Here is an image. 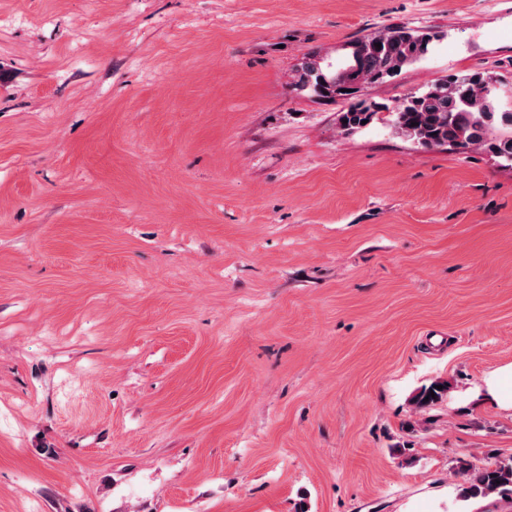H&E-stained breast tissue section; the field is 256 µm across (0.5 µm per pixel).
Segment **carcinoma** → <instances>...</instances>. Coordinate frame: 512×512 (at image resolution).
<instances>
[{"label": "carcinoma", "instance_id": "1", "mask_svg": "<svg viewBox=\"0 0 512 512\" xmlns=\"http://www.w3.org/2000/svg\"><path fill=\"white\" fill-rule=\"evenodd\" d=\"M436 39L435 33L392 26L354 42L350 54L336 65H325L316 55L306 56L291 86L302 95L349 102L338 114V124L344 130L360 129L362 121L374 120L378 105L359 98V93L369 85L386 82L425 56ZM373 42L381 47L371 46ZM504 100L491 73L449 75L405 97L392 111V128L423 149L445 147L460 153L486 149L502 166L511 168L512 108H502ZM449 389L447 381L434 380L421 387L411 403L423 413L443 401ZM458 472L462 479L457 494L464 501L512 497V456L478 468L463 464Z\"/></svg>", "mask_w": 512, "mask_h": 512}]
</instances>
